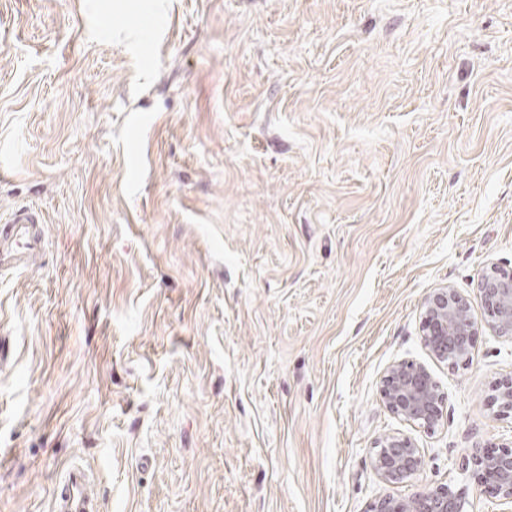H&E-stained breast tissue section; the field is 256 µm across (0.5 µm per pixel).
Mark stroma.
Returning <instances> with one entry per match:
<instances>
[{
	"mask_svg": "<svg viewBox=\"0 0 512 512\" xmlns=\"http://www.w3.org/2000/svg\"><path fill=\"white\" fill-rule=\"evenodd\" d=\"M158 20L144 33L140 18ZM0 512H366L426 485L502 512L468 462L512 445L476 286L512 268V0H0ZM471 300L472 357L421 304ZM424 365L432 430L380 379ZM422 466L382 480L376 442ZM38 219L30 210L19 209L0 226V267L29 268L36 264L42 241ZM421 310L424 341L433 354L451 365L467 363L476 332L469 299L445 286L425 297ZM380 395L391 413L427 430L443 419L445 393L423 365L399 362L388 367L380 380ZM374 457V468L387 482L404 483L420 470L422 459L419 448L408 437L387 436L379 441ZM55 512H98L95 497L83 471L74 467L59 482L54 498Z\"/></svg>",
	"mask_w": 512,
	"mask_h": 512,
	"instance_id": "1",
	"label": "stroma"
}]
</instances>
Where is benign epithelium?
<instances>
[{
	"instance_id": "benign-epithelium-1",
	"label": "benign epithelium",
	"mask_w": 512,
	"mask_h": 512,
	"mask_svg": "<svg viewBox=\"0 0 512 512\" xmlns=\"http://www.w3.org/2000/svg\"><path fill=\"white\" fill-rule=\"evenodd\" d=\"M476 297L486 307L493 335L512 340V270L494 267L482 275ZM421 310L424 341L433 354L451 365L470 360L476 324L467 297L448 286L425 297ZM380 395L393 414L432 430L442 421L445 393L426 367L413 362L391 365L380 380ZM494 403L512 411V377L496 388ZM477 486L512 506V448L471 449ZM419 448L408 437L387 436L379 441L374 468L387 482L404 483L420 470ZM466 494L452 484L424 486L407 499L381 497L367 512H465Z\"/></svg>"
}]
</instances>
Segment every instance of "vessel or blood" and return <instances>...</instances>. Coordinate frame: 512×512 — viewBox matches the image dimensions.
Masks as SVG:
<instances>
[{"label": "vessel or blood", "mask_w": 512, "mask_h": 512, "mask_svg": "<svg viewBox=\"0 0 512 512\" xmlns=\"http://www.w3.org/2000/svg\"><path fill=\"white\" fill-rule=\"evenodd\" d=\"M38 219L30 210H17L0 225V267L29 268L35 265L42 241L36 228ZM54 512H97L89 481L79 468H71L59 482Z\"/></svg>", "instance_id": "b4317fda"}]
</instances>
